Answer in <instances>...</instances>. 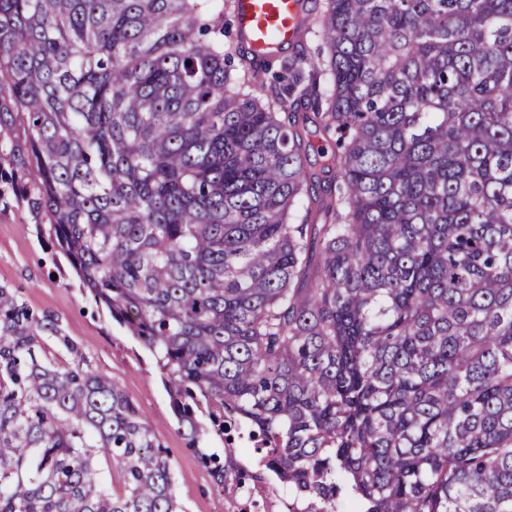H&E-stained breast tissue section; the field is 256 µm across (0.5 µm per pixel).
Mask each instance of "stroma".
<instances>
[{
	"mask_svg": "<svg viewBox=\"0 0 512 512\" xmlns=\"http://www.w3.org/2000/svg\"><path fill=\"white\" fill-rule=\"evenodd\" d=\"M0 285L32 310L50 314L93 370L112 377L156 428L174 465V492L186 512H225L211 473L187 447L151 352L98 306L69 262L36 233L16 199L0 202Z\"/></svg>",
	"mask_w": 512,
	"mask_h": 512,
	"instance_id": "stroma-1",
	"label": "stroma"
}]
</instances>
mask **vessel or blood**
Instances as JSON below:
<instances>
[{
    "label": "vessel or blood",
    "instance_id": "1",
    "mask_svg": "<svg viewBox=\"0 0 512 512\" xmlns=\"http://www.w3.org/2000/svg\"><path fill=\"white\" fill-rule=\"evenodd\" d=\"M239 5L237 24L251 46L272 42L285 47L294 42L300 0H239Z\"/></svg>",
    "mask_w": 512,
    "mask_h": 512
}]
</instances>
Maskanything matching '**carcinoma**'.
Wrapping results in <instances>:
<instances>
[{"label":"carcinoma","instance_id":"cac0c4a2","mask_svg":"<svg viewBox=\"0 0 512 512\" xmlns=\"http://www.w3.org/2000/svg\"><path fill=\"white\" fill-rule=\"evenodd\" d=\"M322 3L301 88L224 42L237 0H0V201L148 348L218 491L512 512V0ZM0 512H186L149 419L5 286Z\"/></svg>","mask_w":512,"mask_h":512}]
</instances>
